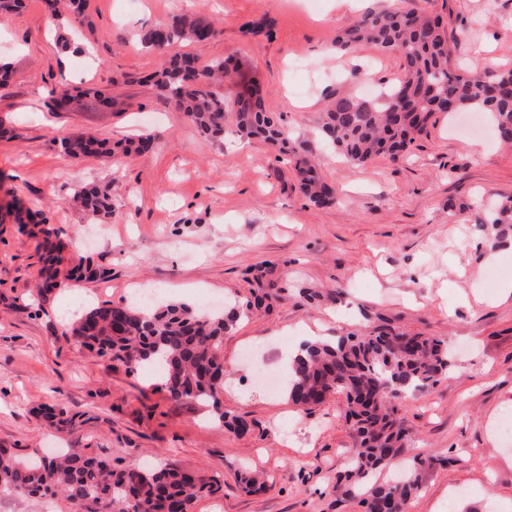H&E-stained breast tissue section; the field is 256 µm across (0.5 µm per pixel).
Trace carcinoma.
Instances as JSON below:
<instances>
[{
	"instance_id": "carcinoma-1",
	"label": "carcinoma",
	"mask_w": 512,
	"mask_h": 512,
	"mask_svg": "<svg viewBox=\"0 0 512 512\" xmlns=\"http://www.w3.org/2000/svg\"><path fill=\"white\" fill-rule=\"evenodd\" d=\"M50 16L58 20L75 15L89 21L85 0H47ZM215 33L214 21L173 14L145 33L142 43L163 52L182 42H202ZM334 46L342 52L376 48L400 60L401 76L380 97L355 94L330 100L318 127L322 142L349 164L364 166L380 156L397 160L423 134L434 113L443 105L452 111L490 113L498 137L512 143V69L485 76L470 75L451 64V46L439 17L420 0H399V6L369 12L336 33ZM239 62L214 59L201 65L190 56L165 57L152 75L160 96L172 102L203 136L219 141L233 131L243 139L257 138L292 156L298 188L307 201L329 207L336 189L325 182L311 158L290 146L280 118L267 110L262 90L254 82L243 84L233 107L217 93L224 76ZM148 134L125 146L112 145L95 135H64L53 142L66 155L109 157L120 161L132 152L142 153L154 144ZM74 202L97 218L112 215V198L96 186L83 188ZM28 229L38 239L43 267L38 300L65 281L104 279L108 271L90 260L67 266L59 231L44 212L22 211L8 203L0 206V224L6 219ZM477 224L491 231L496 245L512 232V197L484 209ZM241 317L234 309L227 316L198 313L181 303L91 305L64 327V335L125 367L130 374L145 365L160 369V386L174 402L211 407L215 420L231 429L249 430L241 417L226 420L220 393L224 389L221 344L228 323ZM452 361L448 347L434 336H410L381 325L369 332L318 339L306 344L288 372V400L303 409L322 403L326 396L346 397L345 417L358 438L347 471L336 475V489L358 499L362 512H403L421 491L419 471L423 461L413 459L398 481L376 483L373 475L392 465L407 447L409 431L397 416L395 401L425 390L448 374ZM44 415L59 432L75 434L82 416L66 409L47 408ZM217 479L169 468L132 480L112 469L109 461L70 450L50 461H24L0 448V493L29 497L58 495L79 512H190L199 494L216 492Z\"/></svg>"
}]
</instances>
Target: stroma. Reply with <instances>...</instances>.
Returning <instances> with one entry per match:
<instances>
[{
    "label": "stroma",
    "mask_w": 512,
    "mask_h": 512,
    "mask_svg": "<svg viewBox=\"0 0 512 512\" xmlns=\"http://www.w3.org/2000/svg\"><path fill=\"white\" fill-rule=\"evenodd\" d=\"M377 0H88L92 25L50 24L45 0L0 14V58L11 77L0 84V204L45 211L69 242L71 257L93 258L103 280L69 282L38 311L31 292L42 266L36 240L0 224V447L39 457L72 448L106 458L130 474L174 467L218 479L191 512H359L335 487L348 468L356 433L334 394L309 410L269 391L257 368L285 373V350L306 330L333 339L390 324L443 339L453 356L446 379L403 398L411 433L405 456L423 458V490L409 512H512V298L499 284L512 276V236L491 249L476 222L480 208L512 196V147L493 129L457 132L435 114L398 160L355 167L326 151L313 131L330 95L381 93L399 77L395 55L367 48L337 52L338 29ZM456 40L454 63L472 74L512 69V0H430ZM204 14L215 23L205 42L176 50L199 63L233 56L244 72L222 85L233 103L242 82L258 80L266 106L295 144L308 150L337 189L317 208L294 172L260 140L226 134L213 141L160 97L149 75L163 60L140 35L171 14ZM105 90L112 106L78 97L48 107L60 84ZM91 132L123 141L159 137L143 154L111 167L102 158L61 154L53 139ZM108 187L112 217L101 222L68 204L83 187ZM461 204L449 215V203ZM497 258H490V251ZM140 288L163 300L206 310L270 297L225 331L221 352L233 380L224 411L248 420V433L216 421L208 407L179 403L146 370L126 373L63 336L62 310L128 304ZM317 291L316 300L302 297ZM47 406L83 414L79 433L56 436ZM274 482L246 490L245 472Z\"/></svg>",
    "instance_id": "1"
}]
</instances>
